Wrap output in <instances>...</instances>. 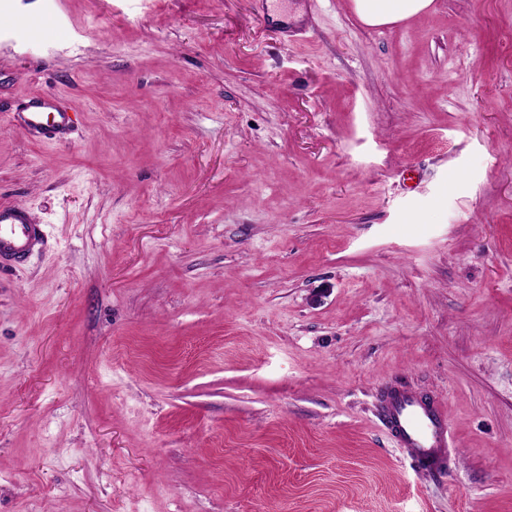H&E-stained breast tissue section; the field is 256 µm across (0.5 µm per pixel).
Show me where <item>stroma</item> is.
<instances>
[{"mask_svg": "<svg viewBox=\"0 0 512 512\" xmlns=\"http://www.w3.org/2000/svg\"><path fill=\"white\" fill-rule=\"evenodd\" d=\"M0 0V512H512V0ZM77 129L10 127L34 92ZM439 396L429 476L376 396ZM430 0H355V10L369 26H381L425 11ZM43 238L41 224H35L24 207L0 205V259L22 263Z\"/></svg>", "mask_w": 512, "mask_h": 512, "instance_id": "obj_1", "label": "stroma"}]
</instances>
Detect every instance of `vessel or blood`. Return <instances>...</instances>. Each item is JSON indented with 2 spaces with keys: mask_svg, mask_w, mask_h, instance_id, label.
<instances>
[{
  "mask_svg": "<svg viewBox=\"0 0 512 512\" xmlns=\"http://www.w3.org/2000/svg\"><path fill=\"white\" fill-rule=\"evenodd\" d=\"M10 123L43 141H58L72 123L55 96L36 92L26 109ZM44 232L22 206L0 205V259L24 262ZM379 420L420 469L441 472L448 459V419L440 407L406 386L387 388L381 395Z\"/></svg>",
  "mask_w": 512,
  "mask_h": 512,
  "instance_id": "b4317fda",
  "label": "vessel or blood"
}]
</instances>
